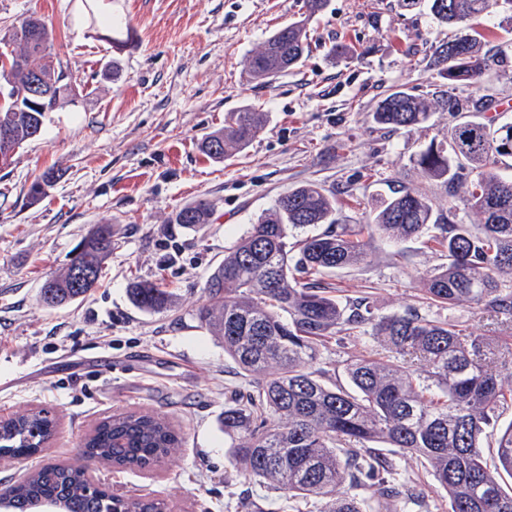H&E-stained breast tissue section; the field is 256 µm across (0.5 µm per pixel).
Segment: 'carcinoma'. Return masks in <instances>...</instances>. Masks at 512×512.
Masks as SVG:
<instances>
[{"instance_id":"carcinoma-1","label":"carcinoma","mask_w":512,"mask_h":512,"mask_svg":"<svg viewBox=\"0 0 512 512\" xmlns=\"http://www.w3.org/2000/svg\"><path fill=\"white\" fill-rule=\"evenodd\" d=\"M430 14L450 27H472L512 0H427ZM283 41L267 39L249 57L254 79L269 82L301 63L309 44L301 25L282 27ZM39 51L12 38L16 57L7 84L20 90L36 66L48 96L41 109L26 112L0 106V127L8 126L15 147L37 137L45 114L80 93L62 79L49 48L52 31H39ZM448 81L480 87L489 58L477 38L465 34L435 50ZM448 111L460 118L448 146L431 144L414 160L419 175L448 188V216L440 223L432 200L403 188L379 201L367 224H339L334 198L316 184L288 189L275 207L224 253L208 276L207 302L195 319L224 345V355L246 376L251 389L224 403L222 426L231 462L255 483H271L292 506L314 501L316 512H430L420 479L396 480L397 455H409L431 473L448 496V512H512V423L497 441L498 464L489 466L482 439L501 409L512 403V365L498 336L476 335L449 320L408 310L379 316L371 296L341 298L328 279L368 256V240L391 243L425 239L447 262L420 278L431 302L449 307L467 302L500 323L512 321V177L500 172L512 157V124L496 130L470 120L485 112L489 95L467 103L448 97ZM430 103L404 91L386 96L374 112L377 124L393 130L420 125ZM265 113H230L224 129L209 134L204 151L217 159L242 151L261 130ZM470 186L458 189L465 177ZM476 216L465 224L458 211ZM212 204L204 199L179 209L172 223L207 224ZM112 252V225L100 224L81 244L69 267L45 281L41 301L71 303L94 288ZM140 309L160 313L173 298L154 282L131 288ZM373 339L377 349L346 359L347 384L320 366L322 348L337 334ZM57 428L46 409L24 410L0 420V457L26 459L45 447ZM179 438L162 417L129 412L105 418L83 443L101 460L147 467L172 456ZM11 512H34L53 502L63 512H112L113 497L91 489L86 473L48 465L5 492ZM124 512H160L163 503L120 500Z\"/></svg>"}]
</instances>
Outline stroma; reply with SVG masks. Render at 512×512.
I'll use <instances>...</instances> for the list:
<instances>
[{"label": "stroma", "mask_w": 512, "mask_h": 512, "mask_svg": "<svg viewBox=\"0 0 512 512\" xmlns=\"http://www.w3.org/2000/svg\"><path fill=\"white\" fill-rule=\"evenodd\" d=\"M99 14L122 18L130 39L102 40L82 0H0V38L29 16L54 32L55 64L85 91L76 103L47 113L40 135L0 169V420L29 408L59 418L49 448L0 463L8 485L53 463L76 462L81 441L105 417L155 414L182 443L152 466L95 465V485L125 497L162 501L167 512H286L277 491L250 482L228 461L224 402L247 381L220 342L194 318L206 302L204 282L226 249L284 191L315 183L336 197L342 224L369 221L389 189L418 188L440 213L442 183L412 165L430 143L447 142L456 116L448 96L475 88L448 83L434 51L452 32L424 5L399 0H327L304 19L305 0H94ZM306 20L310 51L271 82L252 80L248 56L278 28ZM492 60L482 80L495 103L479 118L512 124V12L483 22ZM347 47L332 54V45ZM402 90L433 104L420 126L388 131L373 120L378 103ZM257 107L262 130L241 153L222 161L199 149L232 112ZM59 180L30 205L32 184L48 169ZM212 221L192 228L171 216L199 199ZM112 227V253L96 288L70 305L39 301L47 276L63 270L84 237ZM420 241H370L363 263L337 271L345 295L371 290L379 315L413 309L461 329L506 336L473 305L429 304L419 279L440 265ZM153 280L176 298L174 309L149 314L129 298L135 280Z\"/></svg>", "instance_id": "stroma-1"}]
</instances>
